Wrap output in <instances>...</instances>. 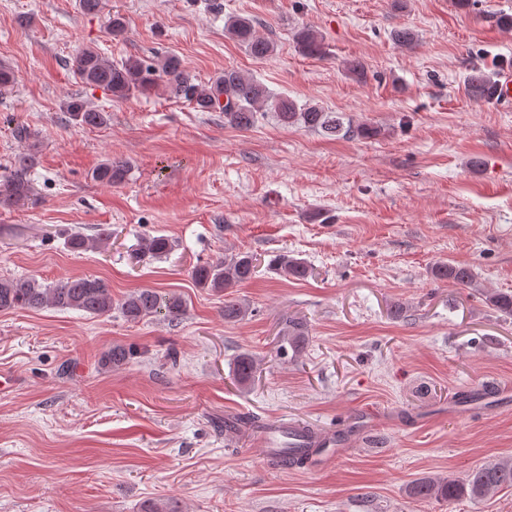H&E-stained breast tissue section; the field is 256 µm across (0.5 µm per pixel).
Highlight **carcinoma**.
Here are the masks:
<instances>
[{
  "instance_id": "cac0c4a2",
  "label": "carcinoma",
  "mask_w": 512,
  "mask_h": 512,
  "mask_svg": "<svg viewBox=\"0 0 512 512\" xmlns=\"http://www.w3.org/2000/svg\"><path fill=\"white\" fill-rule=\"evenodd\" d=\"M227 31L256 59H264L274 51L272 40L259 35L254 22L247 17L229 20ZM295 40L303 54L325 57V44L311 29H299L295 33ZM72 72L81 83L100 88L120 100L150 92L163 83L174 97L192 104L195 111L211 112L218 109L224 112L225 122L240 130L252 128L260 116L273 112L285 127L300 126L328 136L348 135L352 132L361 136L376 134L367 125L352 126L341 112L327 111L314 103L300 105L290 97L275 95L258 80L233 68L224 70V74L202 84L185 70L180 57L172 53L150 61L129 58L113 62L96 48L84 46L76 51ZM496 90L494 74L481 67L470 70L466 77V91L470 97L491 102L495 100ZM65 109L77 127H98L106 122L105 112L79 98L67 101ZM34 161V156L30 154L17 157L10 175L0 181V206H13L33 200L34 189L28 173ZM129 171L127 161L111 158L92 171V179L111 185L119 184L126 179ZM110 237L111 232L102 228L93 237L73 234L67 238L66 245L73 251H87ZM171 249V242L166 236L144 234L135 249V257L140 260L161 257ZM272 265L283 275L296 280H304L309 276V268L304 262L286 253L277 255ZM255 268L252 255L237 253L221 262L196 264L192 270V279L199 288L222 292L252 279ZM435 275L458 285H467L473 281L471 268L463 265L439 264L435 267ZM486 299L501 312L512 315V293L494 292L488 294ZM44 307L78 310L93 317L109 315L117 309L131 323L146 319L175 320L183 312L181 298L163 295L151 288L137 290L115 302L112 300L110 285L95 277H68L52 284L33 276L0 279V311L39 310ZM247 311L246 305L238 300H224L226 321H239L246 316ZM308 342L307 325L292 319L280 334L277 350L285 357L289 355L296 358ZM133 357L134 351L131 348L115 344L103 355L101 363L118 369L127 365ZM258 366L256 356L242 352L234 360L233 371L238 381L246 384L253 378ZM309 440L308 435L302 434L298 441L281 444L272 453L275 465L284 469L304 466ZM504 487H512V459L480 468L461 482L429 478L416 480L411 484L409 494L416 500L435 498L452 506L463 497L477 501Z\"/></svg>"
}]
</instances>
